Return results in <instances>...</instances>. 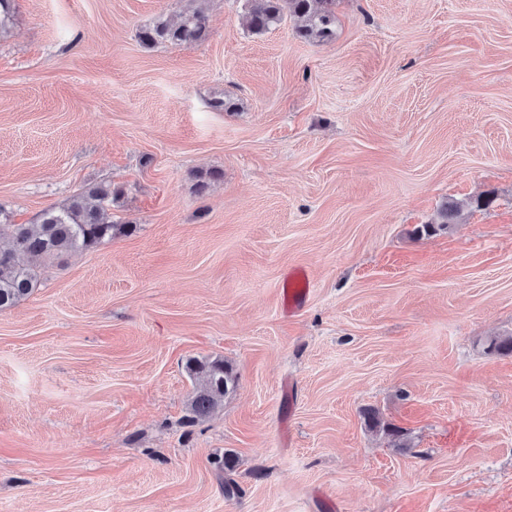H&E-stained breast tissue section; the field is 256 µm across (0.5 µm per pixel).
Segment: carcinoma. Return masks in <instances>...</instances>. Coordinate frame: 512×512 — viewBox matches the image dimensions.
<instances>
[{"label":"carcinoma","instance_id":"cac0c4a2","mask_svg":"<svg viewBox=\"0 0 512 512\" xmlns=\"http://www.w3.org/2000/svg\"><path fill=\"white\" fill-rule=\"evenodd\" d=\"M335 6L336 0H246L244 21L259 35L278 25L287 12L297 20L298 38L325 41L335 35ZM208 36L207 18L198 8L186 10L177 23L160 17L138 32L140 43L149 48L160 44L190 48ZM120 194L121 190L110 184L93 185L63 205L45 209L35 224L8 225L7 240L0 243V311L16 306L34 292L47 262L74 251L95 250L130 232L131 225L112 222V203ZM460 210V202H446L440 212L441 223L425 224L421 233L429 236L448 228ZM487 351L511 354L512 336L491 338ZM186 369L197 381L189 402L194 419L213 412L236 387L232 369L221 359L190 360Z\"/></svg>","mask_w":512,"mask_h":512}]
</instances>
